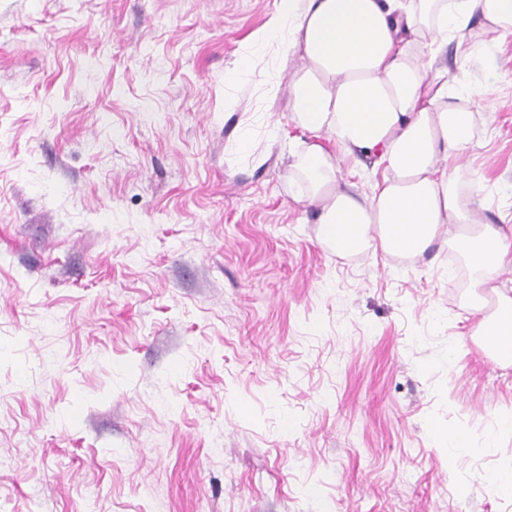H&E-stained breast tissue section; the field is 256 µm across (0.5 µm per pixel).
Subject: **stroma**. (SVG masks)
<instances>
[{"label":"stroma","instance_id":"1","mask_svg":"<svg viewBox=\"0 0 512 512\" xmlns=\"http://www.w3.org/2000/svg\"><path fill=\"white\" fill-rule=\"evenodd\" d=\"M277 6L0 0V512H512L460 252L338 255L282 141L238 148L290 121L298 59L225 79ZM481 40L458 175L498 224L512 37Z\"/></svg>","mask_w":512,"mask_h":512}]
</instances>
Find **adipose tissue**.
<instances>
[{
    "label": "adipose tissue",
    "mask_w": 512,
    "mask_h": 512,
    "mask_svg": "<svg viewBox=\"0 0 512 512\" xmlns=\"http://www.w3.org/2000/svg\"><path fill=\"white\" fill-rule=\"evenodd\" d=\"M476 27L511 36L512 0H279L228 79L245 76L270 46L281 59L300 58L288 81L295 132L268 135L288 140V184L315 213L320 241L344 255L421 256L447 234L470 270L481 347L505 368L512 290L497 281L512 267V229L483 223L448 169L480 143L465 96ZM424 37L465 45L455 70L414 53ZM340 155L362 170L382 168L371 198L339 177Z\"/></svg>",
    "instance_id": "ef3b65f1"
}]
</instances>
